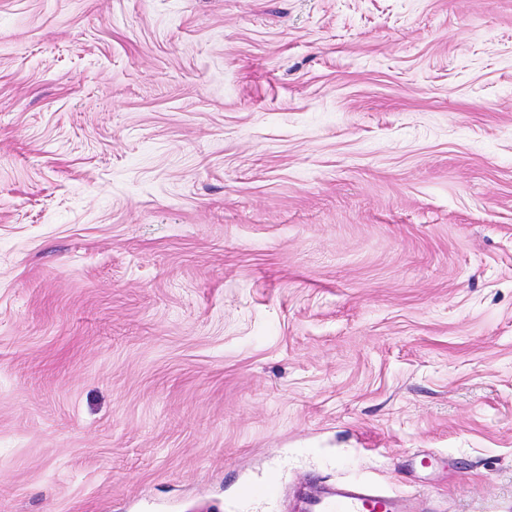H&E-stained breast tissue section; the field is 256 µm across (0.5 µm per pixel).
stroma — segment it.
<instances>
[{"label": "stroma", "mask_w": 512, "mask_h": 512, "mask_svg": "<svg viewBox=\"0 0 512 512\" xmlns=\"http://www.w3.org/2000/svg\"><path fill=\"white\" fill-rule=\"evenodd\" d=\"M356 478L512 512V0H0V512Z\"/></svg>", "instance_id": "obj_1"}]
</instances>
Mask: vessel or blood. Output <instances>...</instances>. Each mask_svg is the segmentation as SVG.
I'll use <instances>...</instances> for the list:
<instances>
[{
    "label": "vessel or blood",
    "mask_w": 512,
    "mask_h": 512,
    "mask_svg": "<svg viewBox=\"0 0 512 512\" xmlns=\"http://www.w3.org/2000/svg\"><path fill=\"white\" fill-rule=\"evenodd\" d=\"M404 496L352 480L298 494L292 512H406Z\"/></svg>",
    "instance_id": "obj_1"
}]
</instances>
